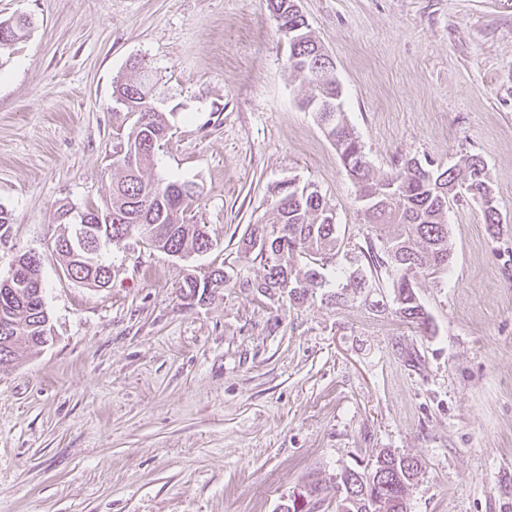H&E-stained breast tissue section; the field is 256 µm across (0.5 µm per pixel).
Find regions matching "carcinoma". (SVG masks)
I'll return each mask as SVG.
<instances>
[{"instance_id": "obj_1", "label": "carcinoma", "mask_w": 512, "mask_h": 512, "mask_svg": "<svg viewBox=\"0 0 512 512\" xmlns=\"http://www.w3.org/2000/svg\"><path fill=\"white\" fill-rule=\"evenodd\" d=\"M277 26L300 28L301 40L294 47L297 60L288 61L290 70L301 82L311 84L306 101H315L316 117L336 146L342 166L358 191V199L368 223L380 230L381 247L367 243L362 254L369 268L385 270L394 290V302L402 317L419 327L429 318L415 292L416 279L427 273L448 269L452 256L446 215L448 203L464 194L480 201L484 223L496 230L501 224L497 204H488L491 193L483 158L468 156L463 165L445 168L431 161L416 164L414 159L400 161L391 174L373 173L364 147L342 111L340 83L324 77L323 67L312 75L302 72L301 65L322 61L321 45L312 36L296 0H268ZM30 29L26 19L1 20L0 35L16 43ZM138 75L120 77L113 87L116 105L137 115L116 165L106 202L84 210L86 223L76 224L61 211L55 212V223L64 225L60 240L76 242L73 249L58 250L56 255L72 268L74 281L90 285L111 269L103 258L111 241L125 240L138 234V227L151 229V237L142 243L180 258L203 254L213 248L204 238L203 224H188L183 215L198 202L195 184L179 180L150 181L144 172L154 164L155 150L167 140L170 122L165 113L153 108L156 93L143 75L144 67L133 63ZM242 246L255 251L266 262L261 280H244L242 288H255L263 293L288 290L291 300L302 302L309 292L321 288L326 299L339 296L345 288L377 286L367 276L349 274L337 265L342 241L336 234L333 211L320 194L304 186L274 188V202L267 220L248 225ZM307 260L306 270L297 268L298 257ZM229 282L226 275L189 274L179 286L181 295L200 301ZM44 284L40 265L31 264L22 254L15 260L12 273L0 280V371L16 365L21 349H35L49 340L50 317L43 301ZM420 472L413 457L384 451L375 463L363 471L347 470L339 476L341 491L338 512H404L410 486Z\"/></svg>"}]
</instances>
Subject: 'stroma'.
<instances>
[{"mask_svg":"<svg viewBox=\"0 0 512 512\" xmlns=\"http://www.w3.org/2000/svg\"><path fill=\"white\" fill-rule=\"evenodd\" d=\"M297 4L373 171L480 155L499 232L450 202L448 268L416 285L425 330L388 284L338 304L239 287L264 274L239 240L283 180L333 210L344 267L377 237L267 0H0L32 22L0 65V278L40 254L51 323L0 373V512H280L309 484L336 512L337 475L383 451L422 465L408 512H512V0ZM134 61L171 115L146 176L199 186L186 219L214 246L181 260L129 237L93 288L65 276L53 214L108 195ZM214 268L222 290L180 295ZM218 270H213L201 276L188 274L184 278L182 285L179 286L181 295L185 299L195 300L197 298L198 301H203L209 295L214 294L217 289L224 288V285L230 281V278H227L225 274L217 273L214 279H212L213 274L218 272Z\"/></svg>","mask_w":512,"mask_h":512,"instance_id":"obj_1","label":"stroma"}]
</instances>
